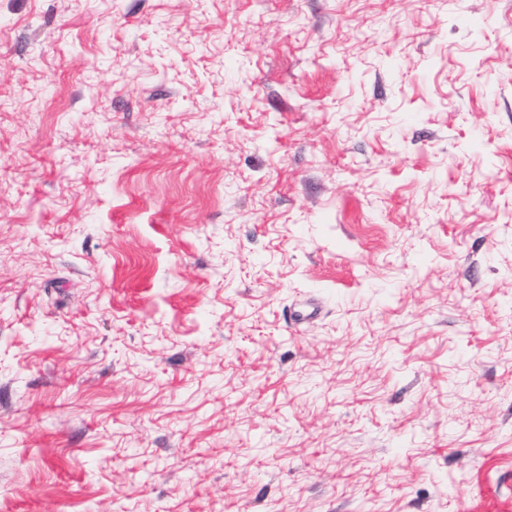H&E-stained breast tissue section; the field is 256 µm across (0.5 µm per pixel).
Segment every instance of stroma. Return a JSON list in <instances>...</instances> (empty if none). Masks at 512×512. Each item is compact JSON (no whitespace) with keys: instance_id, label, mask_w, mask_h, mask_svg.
Wrapping results in <instances>:
<instances>
[{"instance_id":"1","label":"stroma","mask_w":512,"mask_h":512,"mask_svg":"<svg viewBox=\"0 0 512 512\" xmlns=\"http://www.w3.org/2000/svg\"><path fill=\"white\" fill-rule=\"evenodd\" d=\"M510 60L512 0H0V512H512Z\"/></svg>"}]
</instances>
